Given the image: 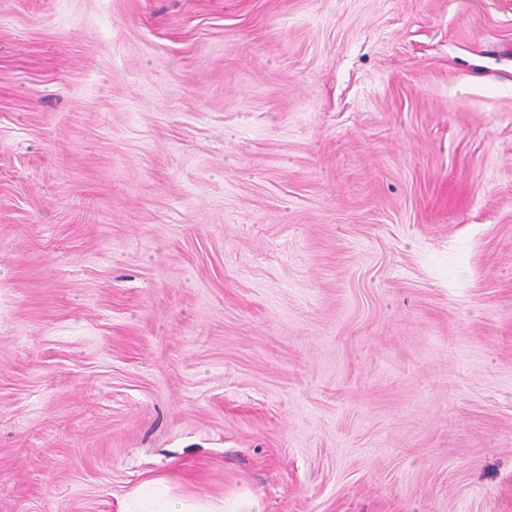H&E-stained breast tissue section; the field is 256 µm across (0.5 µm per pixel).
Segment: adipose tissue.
Masks as SVG:
<instances>
[{"instance_id":"adipose-tissue-1","label":"adipose tissue","mask_w":512,"mask_h":512,"mask_svg":"<svg viewBox=\"0 0 512 512\" xmlns=\"http://www.w3.org/2000/svg\"><path fill=\"white\" fill-rule=\"evenodd\" d=\"M173 476L153 477L136 486L123 502L121 512H262L260 501L249 493L232 498L180 495Z\"/></svg>"}]
</instances>
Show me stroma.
<instances>
[{"instance_id":"35a3bbf8","label":"stroma","mask_w":512,"mask_h":512,"mask_svg":"<svg viewBox=\"0 0 512 512\" xmlns=\"http://www.w3.org/2000/svg\"><path fill=\"white\" fill-rule=\"evenodd\" d=\"M172 472L512 512V0H0V512Z\"/></svg>"}]
</instances>
